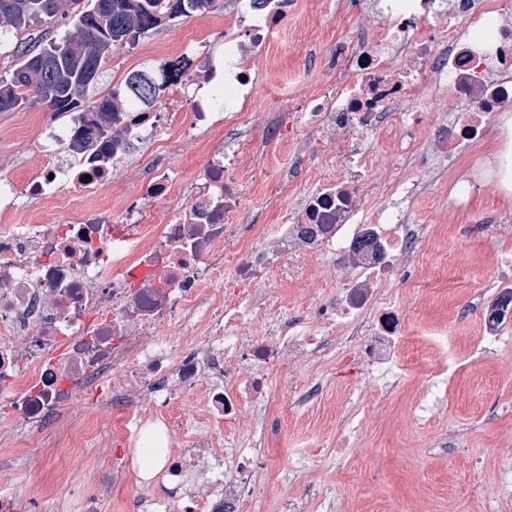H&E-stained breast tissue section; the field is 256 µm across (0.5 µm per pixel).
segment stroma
<instances>
[{
  "mask_svg": "<svg viewBox=\"0 0 512 512\" xmlns=\"http://www.w3.org/2000/svg\"><path fill=\"white\" fill-rule=\"evenodd\" d=\"M216 2L210 12L163 22L134 45L113 50L97 92L109 93L133 71L158 70L180 55H221L225 29L239 24L224 10L225 0ZM300 8L305 24L291 19L281 23L285 33L277 71L269 72L259 61L253 65L262 81V102L269 107L282 106L292 76H299L308 90L330 84V74L319 62L311 63V56H325L335 40L370 33L373 25L360 14L358 0H339L334 15L322 12L317 0H301ZM59 124L40 102L0 112V177L39 175L43 159L32 143ZM469 208L476 218L500 217L506 237L449 239L424 254L419 279L463 277L471 288L482 289L494 279L498 260L512 255V190L476 182ZM312 270L311 280L278 287L284 312L299 314L335 299L340 282L325 272L323 259H315ZM390 294L411 326L447 318L459 351L478 340V312L457 323L451 307L411 289L397 286ZM324 345L326 351L318 357L269 372L271 413L278 429L264 449L271 463L255 478L259 498L248 512H281L283 501L295 496L308 500L311 512H512V354H491L466 368L452 383L447 401L433 404L429 418L411 422L405 405L426 387L427 356L416 339L407 343L406 379L386 398L375 387H358L356 377L339 363L333 337H325ZM313 375L321 377L323 389L309 405L302 403L300 388ZM356 412L363 418L360 444L343 459L336 447L338 432ZM1 468L11 469L15 482L40 497L51 489L60 466L37 455L0 456ZM166 485L159 476L139 481L134 469H127L112 482V512H127L130 499L139 494L164 496ZM326 486L336 489L329 501L320 495Z\"/></svg>",
  "mask_w": 512,
  "mask_h": 512,
  "instance_id": "35a3bbf8",
  "label": "stroma"
}]
</instances>
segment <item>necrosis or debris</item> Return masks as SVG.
Masks as SVG:
<instances>
[{
	"label": "necrosis or debris",
	"instance_id": "obj_1",
	"mask_svg": "<svg viewBox=\"0 0 512 512\" xmlns=\"http://www.w3.org/2000/svg\"><path fill=\"white\" fill-rule=\"evenodd\" d=\"M243 18L244 34L224 37L222 59L204 57L202 71L223 68L224 83L208 97L183 69L168 84L161 106L117 113L100 161L74 158L69 147L84 118L70 113L59 134L35 140L42 173L0 178V441L19 454L29 449L69 455L64 483L81 486L78 504L54 500L51 512H111L120 459L99 456L85 467L82 444L107 442L113 409L126 419L122 434L139 433L147 419L139 402L159 411L167 432L189 446L164 472L184 478L203 457L224 468L220 492L208 489L129 505L130 512H246L257 495L254 476L265 458L253 444L225 453L222 436L236 437L246 401L267 400V369L317 355L323 335L345 351L347 364L370 385L402 381L399 348L405 314L388 287L420 263L427 225L414 223V203L437 173L448 171V196L468 211L471 179L454 170L487 135L488 116L512 107V0H359L376 23L372 35L340 41L330 52L336 81L304 93L293 110L246 112L258 97L254 59L276 62L275 35L299 0H228ZM480 34H471V27ZM453 94L457 111L435 120L427 143L409 134L420 124L418 101ZM258 122L264 146L242 173L225 131ZM374 134L396 144L409 160L395 166L350 150ZM180 149L201 163L175 173ZM151 160L142 180L113 203L105 196L137 152ZM308 162L317 190L299 209L264 192V210L281 220L263 224L241 202L246 180L267 171H293ZM32 203L57 197L61 217L50 224L17 223L16 198ZM336 259L343 283L328 304L285 317L269 281L308 278L310 260ZM485 351L501 350L502 324L512 316V261L499 263L490 295H477ZM421 342L430 354L428 388L455 373L459 352L448 349V327L426 324ZM112 391L93 418L78 402ZM201 399L183 415L170 410L186 393ZM64 421L59 438L47 432Z\"/></svg>",
	"mask_w": 512,
	"mask_h": 512
}]
</instances>
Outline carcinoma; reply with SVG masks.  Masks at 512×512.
Instances as JSON below:
<instances>
[{
	"label": "carcinoma",
	"mask_w": 512,
	"mask_h": 512,
	"mask_svg": "<svg viewBox=\"0 0 512 512\" xmlns=\"http://www.w3.org/2000/svg\"><path fill=\"white\" fill-rule=\"evenodd\" d=\"M215 0H0V43L20 39L9 75H0V112L32 101L63 117L87 112L88 134L100 139L112 133V114L124 111L119 94L91 98L112 49L192 12H208ZM67 19L72 29L63 36L32 27ZM174 69H161V81L131 77L127 89L145 105L156 103Z\"/></svg>",
	"instance_id": "1"
}]
</instances>
